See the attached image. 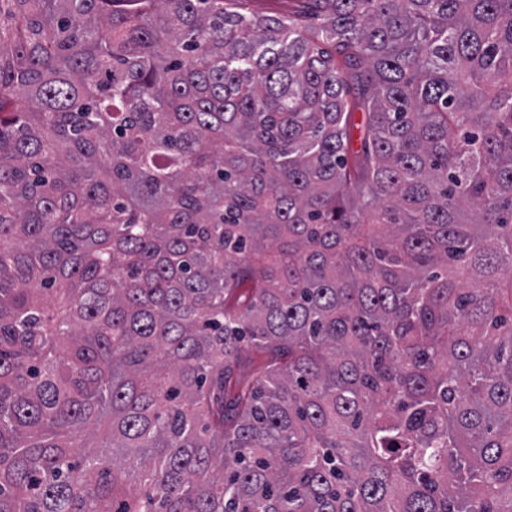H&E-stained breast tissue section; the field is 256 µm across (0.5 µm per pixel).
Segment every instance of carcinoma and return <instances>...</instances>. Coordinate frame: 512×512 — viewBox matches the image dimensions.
<instances>
[{"label":"carcinoma","mask_w":512,"mask_h":512,"mask_svg":"<svg viewBox=\"0 0 512 512\" xmlns=\"http://www.w3.org/2000/svg\"><path fill=\"white\" fill-rule=\"evenodd\" d=\"M235 2L0 0V512H512V0ZM242 12H255L265 15H282L301 12L300 2L296 0H240L235 5Z\"/></svg>","instance_id":"obj_1"}]
</instances>
